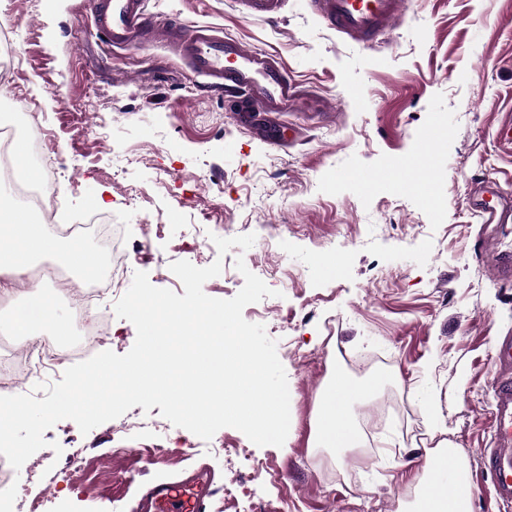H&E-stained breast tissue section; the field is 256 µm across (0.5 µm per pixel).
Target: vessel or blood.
Listing matches in <instances>:
<instances>
[{"label":"vessel or blood","instance_id":"obj_1","mask_svg":"<svg viewBox=\"0 0 512 512\" xmlns=\"http://www.w3.org/2000/svg\"><path fill=\"white\" fill-rule=\"evenodd\" d=\"M247 17L277 20L286 0H239ZM311 13L336 32L370 46L388 34L401 20V0H306ZM96 30L106 46L126 50L137 46L171 45L201 77L205 87L242 98L247 112L238 116L241 125L252 128L261 139L274 140L273 124H255L254 113L273 115L320 105L317 93L302 89L273 53L248 46L208 26L192 29L172 19H162L149 9V0H89ZM485 226L478 248L491 258L493 274L502 282L512 280V259L496 253L501 230L512 223V194L492 181L478 183L471 198ZM495 363L497 374L492 394L493 447L483 449L480 468L490 474L498 512H512V336L499 340ZM212 479L196 473L181 482L162 481L143 494L140 512H207Z\"/></svg>","mask_w":512,"mask_h":512}]
</instances>
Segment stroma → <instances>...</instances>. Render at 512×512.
<instances>
[{
  "mask_svg": "<svg viewBox=\"0 0 512 512\" xmlns=\"http://www.w3.org/2000/svg\"><path fill=\"white\" fill-rule=\"evenodd\" d=\"M159 17L208 25L277 54L324 100L322 113L281 115L286 139L264 144L237 124L240 103L203 92L164 46L111 52L86 0H0V31L19 61L0 67V97L35 112L57 151L46 157L63 224L107 214L135 272L183 294L185 260L224 259L206 295L233 298L247 268L274 294L243 317L277 343L290 393L283 446L259 447L225 427L211 440L172 425L159 408L81 433L69 419L43 434L61 453H34L18 486L49 493L56 512H133L139 493L199 466L214 474L208 512H402L425 451L447 439L466 457L474 512H491L489 447L497 337L512 336V284L477 257L472 181L512 191V0H402V21L366 49L324 26L299 0L283 20L247 17L234 0H150ZM87 106L96 126L73 122ZM370 176L361 186L358 175ZM255 234L248 250L203 247ZM379 357L386 382L356 404L364 447L312 445L317 399L335 371ZM79 478L69 479L72 457Z\"/></svg>",
  "mask_w": 512,
  "mask_h": 512,
  "instance_id": "stroma-1",
  "label": "stroma"
}]
</instances>
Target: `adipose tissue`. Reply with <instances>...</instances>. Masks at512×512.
I'll list each match as a JSON object with an SVG mask.
<instances>
[{
	"label": "adipose tissue",
	"mask_w": 512,
	"mask_h": 512,
	"mask_svg": "<svg viewBox=\"0 0 512 512\" xmlns=\"http://www.w3.org/2000/svg\"><path fill=\"white\" fill-rule=\"evenodd\" d=\"M51 259L72 273L88 275L94 268L92 253L78 239L61 242L38 223H24L18 210L0 193V293H19L33 261ZM375 384L350 381L336 373L322 391L314 441L319 448H358L359 427L353 422L355 404L374 392ZM413 512H473L470 468L459 448L444 440L426 453L423 486Z\"/></svg>",
	"instance_id": "1"
}]
</instances>
